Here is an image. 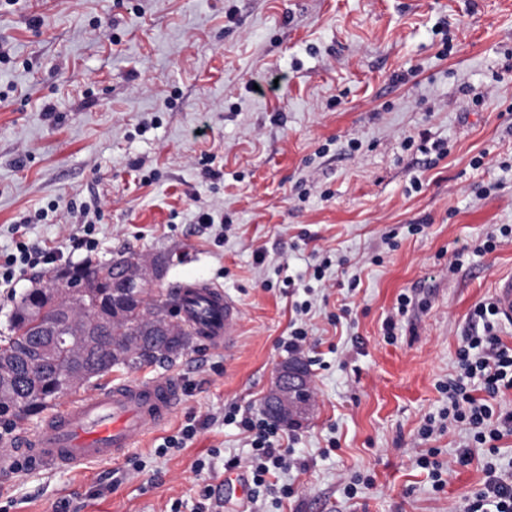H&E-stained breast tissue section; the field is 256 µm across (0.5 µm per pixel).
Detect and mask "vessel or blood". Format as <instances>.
<instances>
[{
	"mask_svg": "<svg viewBox=\"0 0 512 512\" xmlns=\"http://www.w3.org/2000/svg\"><path fill=\"white\" fill-rule=\"evenodd\" d=\"M175 303L181 322L193 326L203 342L223 344L233 335L238 309L221 287L180 283ZM182 398L177 380L130 378L71 401L43 418L38 429L0 439V471L17 467L64 470L109 462L162 426Z\"/></svg>",
	"mask_w": 512,
	"mask_h": 512,
	"instance_id": "b4317fda",
	"label": "vessel or blood"
}]
</instances>
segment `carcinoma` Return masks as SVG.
<instances>
[{
  "label": "carcinoma",
  "instance_id": "carcinoma-1",
  "mask_svg": "<svg viewBox=\"0 0 512 512\" xmlns=\"http://www.w3.org/2000/svg\"><path fill=\"white\" fill-rule=\"evenodd\" d=\"M131 257V253H122L108 262L86 260L48 272L53 277L60 274L75 283L95 285L88 295L78 291L71 294L74 306L90 326L91 344H84L74 335L78 325L63 324L52 362L41 354L52 337L43 333L37 315H54L58 296L46 288H30L19 296L7 334L0 335V359L13 366L11 378L0 382V416L9 414L21 420L38 414L51 401L75 389L64 377L77 367L88 370V382L114 366L171 363L190 348L193 334L189 329L180 326L177 335L169 336L155 327L159 314L171 316L167 294L160 292L150 299L142 288L130 291L118 286L117 266Z\"/></svg>",
  "mask_w": 512,
  "mask_h": 512
}]
</instances>
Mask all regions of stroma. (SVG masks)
Segmentation results:
<instances>
[{"instance_id": "obj_1", "label": "stroma", "mask_w": 512, "mask_h": 512, "mask_svg": "<svg viewBox=\"0 0 512 512\" xmlns=\"http://www.w3.org/2000/svg\"><path fill=\"white\" fill-rule=\"evenodd\" d=\"M0 47V251L22 224L72 265L168 254L148 295L198 279L239 308L223 345L82 386L168 376L182 401L117 461L0 478V512H194L207 487L215 512H466L487 461L512 472V436L493 456L440 418L475 306L512 275V238L474 250L512 225V0H0ZM296 324L313 407L255 496L223 417L262 411ZM190 417L195 438L157 455ZM430 449L452 465L440 490ZM435 455V451L431 450L429 451V454H423L417 462L421 468L429 470L433 486L436 489H441L447 482L444 476L449 475L450 465L448 463V466H445L442 462L436 459H431L434 458Z\"/></svg>"}]
</instances>
